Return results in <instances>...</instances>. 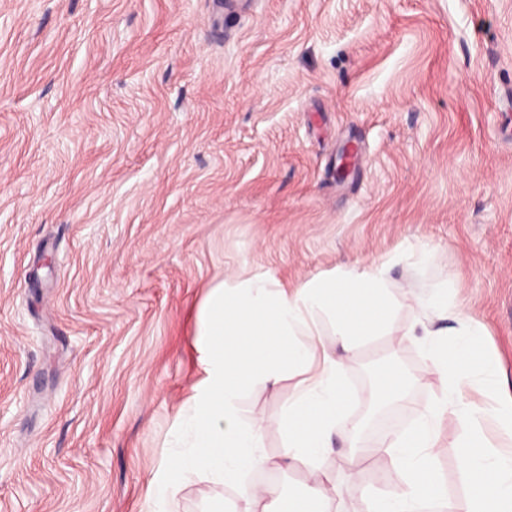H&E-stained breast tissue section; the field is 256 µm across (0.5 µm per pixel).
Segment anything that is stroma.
<instances>
[{
	"instance_id": "1",
	"label": "stroma",
	"mask_w": 512,
	"mask_h": 512,
	"mask_svg": "<svg viewBox=\"0 0 512 512\" xmlns=\"http://www.w3.org/2000/svg\"><path fill=\"white\" fill-rule=\"evenodd\" d=\"M248 2L219 30L213 0H0V512H149L220 280L385 266L392 336L336 353L349 418L390 356L404 427L441 396L403 329L444 282L512 391V0ZM296 383L243 400L273 461ZM466 432L443 424L434 458L452 512ZM353 441L313 464L330 512L401 484L345 470ZM310 467L246 481L294 498ZM219 505L249 507L192 476L174 510Z\"/></svg>"
}]
</instances>
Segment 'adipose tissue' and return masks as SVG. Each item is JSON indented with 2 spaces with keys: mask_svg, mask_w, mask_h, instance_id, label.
I'll list each match as a JSON object with an SVG mask.
<instances>
[{
  "mask_svg": "<svg viewBox=\"0 0 512 512\" xmlns=\"http://www.w3.org/2000/svg\"><path fill=\"white\" fill-rule=\"evenodd\" d=\"M396 306L386 271L379 267L317 277L293 290L270 275L233 287L214 284L199 312V377L171 435V457L149 482L153 512H168L182 481L192 475L240 488L253 512H325L330 488L319 473H312L306 495L288 501L274 487H247L242 478L257 468L283 469L323 456L346 419L352 394L340 363L318 333V320L328 318L337 343L352 355L362 337L390 330ZM419 307L405 333L419 337L445 389L424 407L413 427L390 433L379 446L357 447L349 454L347 466L374 458L402 477L398 491L370 499L366 512H427L442 500L433 450L440 426L453 420L469 427L458 445L468 485L466 512H512V456L485 442L480 427L490 415L512 429L506 383L478 329L463 311L449 308L447 291L422 300ZM438 319L454 322V330L435 327ZM294 374L300 380L280 421L286 444L273 462L260 451L259 419L245 418L242 401L256 383L275 386ZM473 385L492 399V407L465 400L466 389Z\"/></svg>",
  "mask_w": 512,
  "mask_h": 512,
  "instance_id": "obj_1",
  "label": "adipose tissue"
}]
</instances>
